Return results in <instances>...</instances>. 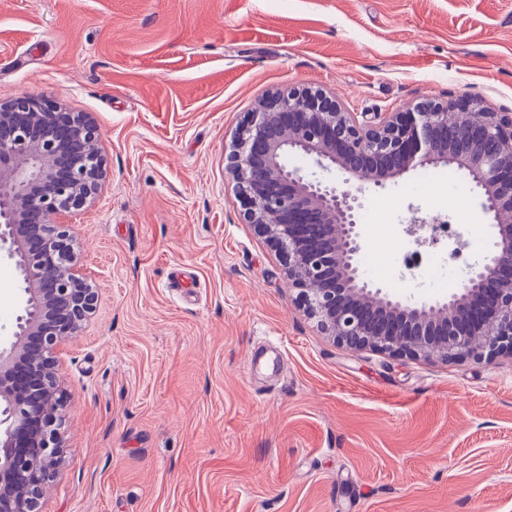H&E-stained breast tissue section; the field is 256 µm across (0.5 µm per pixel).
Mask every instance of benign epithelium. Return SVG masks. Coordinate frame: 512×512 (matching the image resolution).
I'll list each match as a JSON object with an SVG mask.
<instances>
[{"label":"benign epithelium","instance_id":"7a95c632","mask_svg":"<svg viewBox=\"0 0 512 512\" xmlns=\"http://www.w3.org/2000/svg\"><path fill=\"white\" fill-rule=\"evenodd\" d=\"M100 133L84 112L29 95L0 104V251L21 279L22 314L0 346V512H41L64 462L55 350L77 335L99 292L81 272L65 217L105 176ZM337 170L342 185L288 167ZM454 165L480 191L491 247L448 294L417 304L362 278V185L418 165ZM255 225L284 256L303 310L335 340L446 361L512 357V114L465 98L400 112H347L322 91L277 92L250 113L232 155Z\"/></svg>","mask_w":512,"mask_h":512}]
</instances>
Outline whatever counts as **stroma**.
I'll return each instance as SVG.
<instances>
[{
    "label": "stroma",
    "mask_w": 512,
    "mask_h": 512,
    "mask_svg": "<svg viewBox=\"0 0 512 512\" xmlns=\"http://www.w3.org/2000/svg\"><path fill=\"white\" fill-rule=\"evenodd\" d=\"M290 88L512 113V0H0V102L88 113L106 159L68 218L100 297L42 512H512V358L337 342L248 224L230 156ZM480 201L442 165L367 188V280L395 289L415 209L489 240ZM23 299L0 262V343Z\"/></svg>",
    "instance_id": "1"
}]
</instances>
